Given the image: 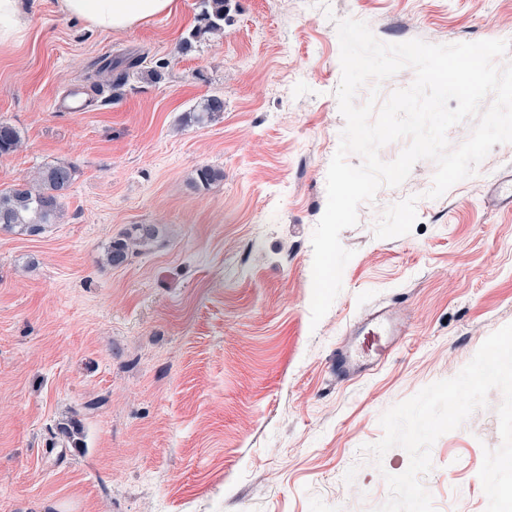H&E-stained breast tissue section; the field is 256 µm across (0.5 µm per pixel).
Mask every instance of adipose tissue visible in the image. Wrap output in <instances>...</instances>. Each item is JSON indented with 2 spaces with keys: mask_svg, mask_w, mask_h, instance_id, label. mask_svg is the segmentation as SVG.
Wrapping results in <instances>:
<instances>
[{
  "mask_svg": "<svg viewBox=\"0 0 512 512\" xmlns=\"http://www.w3.org/2000/svg\"><path fill=\"white\" fill-rule=\"evenodd\" d=\"M173 0H60L67 15L106 32L123 31L171 10Z\"/></svg>",
  "mask_w": 512,
  "mask_h": 512,
  "instance_id": "1",
  "label": "adipose tissue"
}]
</instances>
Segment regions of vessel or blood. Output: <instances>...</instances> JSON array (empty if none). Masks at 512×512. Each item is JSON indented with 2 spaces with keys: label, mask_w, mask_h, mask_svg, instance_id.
Segmentation results:
<instances>
[{
  "label": "vessel or blood",
  "mask_w": 512,
  "mask_h": 512,
  "mask_svg": "<svg viewBox=\"0 0 512 512\" xmlns=\"http://www.w3.org/2000/svg\"><path fill=\"white\" fill-rule=\"evenodd\" d=\"M490 197L497 203L512 206V169L500 175L489 187ZM405 325L390 308L371 310L364 325H351L350 335H363L361 344L340 346L336 350L333 371L337 379L352 381L364 377L378 367L391 353L395 337L403 335Z\"/></svg>",
  "instance_id": "1"
}]
</instances>
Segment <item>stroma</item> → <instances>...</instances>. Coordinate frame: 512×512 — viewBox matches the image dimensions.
Instances as JSON below:
<instances>
[{"label": "stroma", "instance_id": "obj_1", "mask_svg": "<svg viewBox=\"0 0 512 512\" xmlns=\"http://www.w3.org/2000/svg\"><path fill=\"white\" fill-rule=\"evenodd\" d=\"M28 26L0 44V120L22 145L0 157V190L44 164L77 167L61 223L0 231V512H374L385 474L409 465L380 441L379 418L456 376L512 323V208L487 196L512 165L493 147L473 176L427 198L435 165L361 205L341 244L343 289L311 321V236L345 120L336 22H366L385 43L507 40L512 0H234L223 39L179 54L199 0L104 32L59 0H19ZM165 63L88 111L56 100L104 58ZM218 96L211 124L184 112ZM223 179L195 186V169ZM417 196V227L381 239L388 206ZM133 224L154 248L101 261ZM397 306L407 336L365 377L337 382L349 325ZM499 390L442 435L422 478L435 512H485L478 472L501 444ZM76 420L79 444L59 426Z\"/></svg>", "mask_w": 512, "mask_h": 512}]
</instances>
